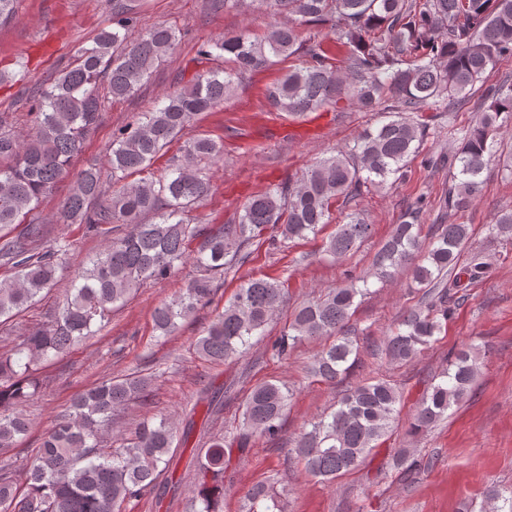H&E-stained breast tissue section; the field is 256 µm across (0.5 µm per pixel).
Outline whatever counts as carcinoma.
<instances>
[{"instance_id": "cac0c4a2", "label": "carcinoma", "mask_w": 512, "mask_h": 512, "mask_svg": "<svg viewBox=\"0 0 512 512\" xmlns=\"http://www.w3.org/2000/svg\"><path fill=\"white\" fill-rule=\"evenodd\" d=\"M278 13L294 17L265 35L246 32L204 42L197 56L222 58L228 66L210 68L189 84L166 95L160 104L137 114L131 124L112 133L108 155L109 183L101 169L85 165L60 206L63 221L84 225L104 240L102 249L78 274L64 302L47 323L27 331L15 353L0 355V454L8 453L29 429L19 407L40 389L36 362L69 350L139 288L171 275L198 241L199 275L181 294L158 305L153 328L172 335L211 296L224 272L244 263L254 241L270 234L272 248L317 236L329 223L331 206L349 203L389 178L406 175L408 164L427 135L420 121L423 103L436 106L465 99L483 75L512 57V0H267ZM306 27L328 29L330 43L306 42ZM179 28L163 23L140 29L131 6L113 0L112 21L98 30L88 46L39 91L34 132L27 139L14 131L15 113L0 112V264L14 275L0 281V319L29 307L68 273L65 256L72 244L50 239L37 209L82 153L105 103L135 95L154 69L181 43ZM348 49L344 68L334 50ZM301 53L302 65L266 87L273 112L300 118L327 112L348 99L365 112H382L383 120L365 128L353 145L308 166L296 179L253 195L237 222L206 229L186 213L210 192L205 164L223 156L224 143L205 134L185 136L192 120L224 104L249 73L268 69ZM487 110L467 127L460 146L448 157L452 184L445 207L458 212L481 191V175L496 156L499 118L512 120V84L486 89ZM182 141L178 163L155 177L157 155ZM138 174L136 181L128 178ZM31 220L19 234L1 231ZM126 224L130 229L116 233ZM372 225L356 209L337 225L322 245L333 259L349 254L368 238ZM489 233L512 241V210L493 217ZM473 236L470 224H441L433 241L421 240L417 212L394 225L363 276L296 309L287 330L270 344L283 359L296 345L313 339L326 344L311 366L313 376L340 388L335 409L310 423L293 440L292 451L306 472L324 482L362 465L402 423L401 394L390 380L373 377L355 383L348 375L361 353V337L351 324L360 299L369 294V279L392 280L410 272L421 294L373 354L390 365L413 361L441 332L466 288L480 281L486 265L464 253ZM283 283L249 277L224 304L194 349L199 357L222 363L239 356L262 335L284 302ZM478 367L469 349L448 360V368L423 392L407 420V433L431 430L472 388ZM156 373L105 378L82 393L68 413L56 420L32 460L23 468L0 467V512H123V505L156 487L169 468L170 452L186 444L190 427L179 429L165 418L144 420L115 436L117 446L102 445L114 431L117 411L150 393ZM293 391L271 381L251 386L243 400L238 433L218 435L205 453L194 455L196 480L185 512H221L226 454L233 446L281 436ZM491 512H512V489L492 486ZM243 512H285L273 486L255 484L244 494Z\"/></svg>"}]
</instances>
